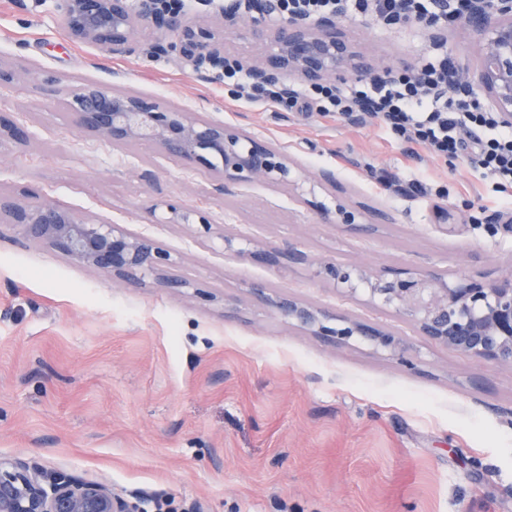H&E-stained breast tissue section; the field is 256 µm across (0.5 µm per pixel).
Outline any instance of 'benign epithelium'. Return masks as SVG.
<instances>
[{
	"instance_id": "1",
	"label": "benign epithelium",
	"mask_w": 512,
	"mask_h": 512,
	"mask_svg": "<svg viewBox=\"0 0 512 512\" xmlns=\"http://www.w3.org/2000/svg\"><path fill=\"white\" fill-rule=\"evenodd\" d=\"M254 17L244 0L217 4L212 15L190 16L165 11L159 0H59L65 29L75 43L101 47L113 55L164 53L174 56L201 76L220 75L227 54L224 42L245 25L256 55L239 59L258 85L288 75L307 84L334 82L348 75L386 78L391 70L367 61L364 47L336 31L332 18H280L278 0H259ZM462 23L476 36L478 65L459 66L453 83L512 123V0H468ZM142 29L160 32L154 44L140 40ZM62 96L77 132L114 144L144 142L168 156L211 164L221 161L222 182L290 181L288 159L221 119H192L142 95L119 94L86 85L75 90L51 89ZM27 129L0 122V145L22 144ZM336 224H356L358 216L338 204L326 210ZM7 218L25 240L39 243L71 260L126 284L148 278L179 291L189 284L165 274L170 255L146 236H132L114 224H97L52 202L26 203L0 197V219ZM319 273L337 284L352 282V272L322 262ZM373 300L412 318L421 335L459 355L497 367L512 368V272L493 280L472 277L450 284L432 274L410 269L391 276L360 271ZM255 297L283 317L336 346L358 336L386 351L399 363L414 368L411 348L395 336L361 321L335 323L336 317L297 299L266 294ZM0 512H142L138 503L99 483L66 473L48 472L21 459L0 457Z\"/></svg>"
}]
</instances>
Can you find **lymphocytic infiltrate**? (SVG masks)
Returning a JSON list of instances; mask_svg holds the SVG:
<instances>
[{
  "label": "lymphocytic infiltrate",
  "mask_w": 512,
  "mask_h": 512,
  "mask_svg": "<svg viewBox=\"0 0 512 512\" xmlns=\"http://www.w3.org/2000/svg\"><path fill=\"white\" fill-rule=\"evenodd\" d=\"M285 16L313 18L328 13L350 12L374 22L393 24L427 22L454 23L465 0H280ZM448 59L424 66L420 72L390 81H376L364 88L312 87L282 94L276 86L262 91L263 97L288 111L316 110L349 121L359 107H368L372 122L394 140L427 149L434 155L455 157L470 153L472 162L497 181V191L512 188V124L498 114L471 107L464 98L449 99ZM470 140H463L462 132Z\"/></svg>",
  "instance_id": "1"
}]
</instances>
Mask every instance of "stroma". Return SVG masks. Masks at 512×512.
Masks as SVG:
<instances>
[{
    "mask_svg": "<svg viewBox=\"0 0 512 512\" xmlns=\"http://www.w3.org/2000/svg\"><path fill=\"white\" fill-rule=\"evenodd\" d=\"M393 73L473 59L462 23H339ZM0 117L30 139L0 146V195L50 201L146 235L170 253L174 293L124 285L0 223V456L101 482L144 512H512V369L464 358L407 317L319 276L409 268L447 281L512 272V215L470 161L405 145L370 123L300 114L232 92L165 54L72 42L56 0H0ZM97 84L220 118L285 154L299 186L217 191L219 173L153 145L81 136L44 87ZM211 222L163 223L162 203ZM381 211L326 222L319 206ZM460 223L445 231L438 207ZM276 252L270 266L225 251ZM307 254L288 261L289 251ZM289 294L370 323L417 351L415 369L352 341L331 348L252 294Z\"/></svg>",
    "mask_w": 512,
    "mask_h": 512,
    "instance_id": "obj_1",
    "label": "stroma"
}]
</instances>
